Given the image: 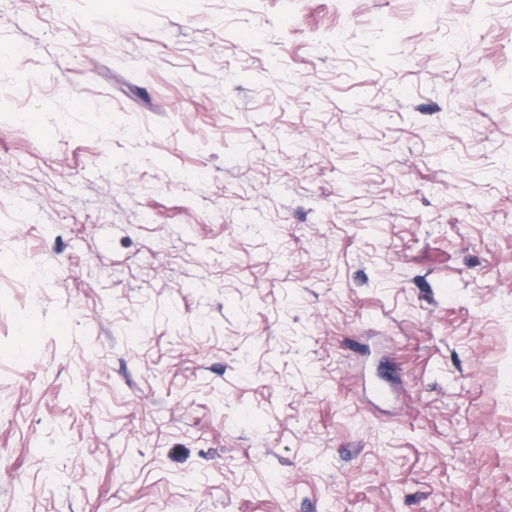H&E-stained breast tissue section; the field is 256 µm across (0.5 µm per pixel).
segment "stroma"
Returning a JSON list of instances; mask_svg holds the SVG:
<instances>
[{
  "label": "stroma",
  "instance_id": "stroma-1",
  "mask_svg": "<svg viewBox=\"0 0 512 512\" xmlns=\"http://www.w3.org/2000/svg\"><path fill=\"white\" fill-rule=\"evenodd\" d=\"M0 512H512V0H0Z\"/></svg>",
  "mask_w": 512,
  "mask_h": 512
}]
</instances>
